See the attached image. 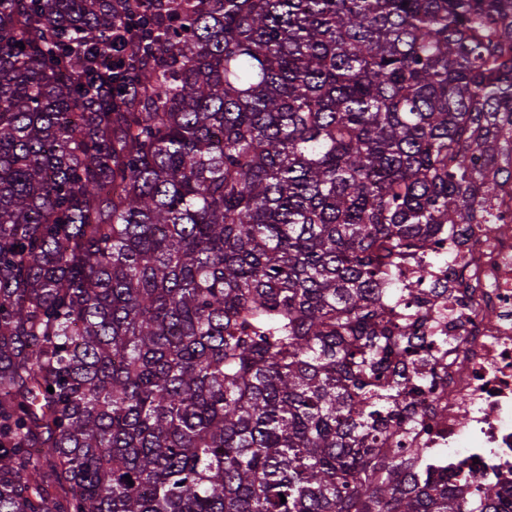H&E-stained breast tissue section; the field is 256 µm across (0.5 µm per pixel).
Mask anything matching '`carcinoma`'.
<instances>
[{"label": "carcinoma", "instance_id": "1", "mask_svg": "<svg viewBox=\"0 0 512 512\" xmlns=\"http://www.w3.org/2000/svg\"><path fill=\"white\" fill-rule=\"evenodd\" d=\"M492 184L512 0H0V512H501L385 302Z\"/></svg>", "mask_w": 512, "mask_h": 512}]
</instances>
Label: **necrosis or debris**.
<instances>
[{
    "label": "necrosis or debris",
    "instance_id": "obj_1",
    "mask_svg": "<svg viewBox=\"0 0 512 512\" xmlns=\"http://www.w3.org/2000/svg\"><path fill=\"white\" fill-rule=\"evenodd\" d=\"M434 253L393 276L397 288L443 289L428 326L448 339L435 360L441 380L420 395L407 445L448 450L449 487L490 497L512 488V236L498 224H461Z\"/></svg>",
    "mask_w": 512,
    "mask_h": 512
}]
</instances>
